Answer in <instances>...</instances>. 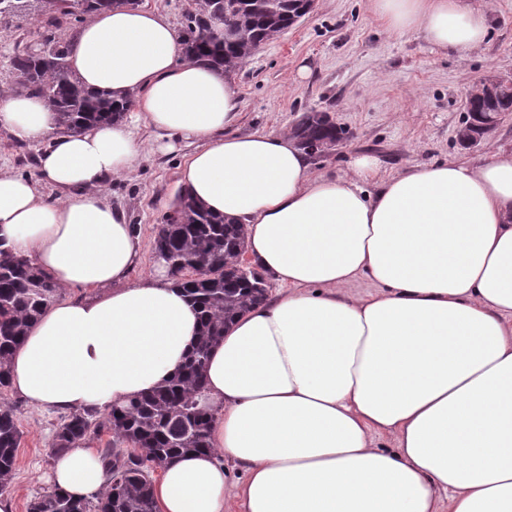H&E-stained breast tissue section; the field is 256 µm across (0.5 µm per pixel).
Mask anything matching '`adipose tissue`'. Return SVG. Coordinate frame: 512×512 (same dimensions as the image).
<instances>
[{
	"label": "adipose tissue",
	"mask_w": 512,
	"mask_h": 512,
	"mask_svg": "<svg viewBox=\"0 0 512 512\" xmlns=\"http://www.w3.org/2000/svg\"><path fill=\"white\" fill-rule=\"evenodd\" d=\"M371 4L388 30L444 51L489 30L464 0ZM69 65L89 90L137 94L150 140L117 122L61 133L46 100L0 91V132L40 148L37 178L0 171V238L58 287L94 293L41 315L12 358L13 390L37 409L103 410L177 373L197 313L162 263L129 283L141 243L105 186L144 145L194 139L185 187L242 224L282 291L212 348L213 449L164 467L160 512H224L232 495L242 512H512V149L386 180L370 155L352 176L314 174L290 132L235 133L230 74L183 59L174 25L146 7L88 18ZM361 276L379 291L351 295ZM109 478L83 445L51 474L79 497Z\"/></svg>",
	"instance_id": "1"
}]
</instances>
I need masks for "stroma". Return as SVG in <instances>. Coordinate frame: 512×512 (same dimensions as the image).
<instances>
[{
    "instance_id": "1",
    "label": "stroma",
    "mask_w": 512,
    "mask_h": 512,
    "mask_svg": "<svg viewBox=\"0 0 512 512\" xmlns=\"http://www.w3.org/2000/svg\"><path fill=\"white\" fill-rule=\"evenodd\" d=\"M40 0L17 16L0 18V82L11 58L36 45L43 31ZM491 32L478 48L444 53L417 31L393 33L373 14L369 0H315L298 25L263 45L232 74L241 98V134L292 129L306 111L328 112L344 132L331 155L314 159L315 173L350 174L361 154L377 157L381 174L450 158L477 162L499 146L512 147V112L472 147L459 145L465 100L485 75L512 73V0H492ZM194 142L175 153L147 151L139 167L108 181L109 202L122 209L141 241V258L129 275L138 281L154 263L153 240L163 215L182 188L181 174ZM38 148L0 135V170L36 177ZM22 442L10 495L14 512H29L50 491L53 433L63 411L32 408L8 391Z\"/></svg>"
}]
</instances>
